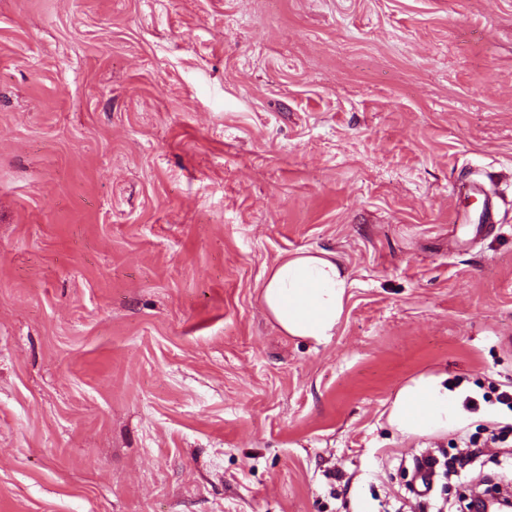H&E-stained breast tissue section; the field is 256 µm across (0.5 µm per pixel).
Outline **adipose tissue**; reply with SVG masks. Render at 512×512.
Here are the masks:
<instances>
[{"label":"adipose tissue","instance_id":"obj_1","mask_svg":"<svg viewBox=\"0 0 512 512\" xmlns=\"http://www.w3.org/2000/svg\"><path fill=\"white\" fill-rule=\"evenodd\" d=\"M352 283L334 254L300 251L278 258L262 290V303L287 335L317 345L330 342ZM461 415L442 378L422 377L400 388L389 421L404 435H431Z\"/></svg>","mask_w":512,"mask_h":512}]
</instances>
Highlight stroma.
<instances>
[{
  "label": "stroma",
  "mask_w": 512,
  "mask_h": 512,
  "mask_svg": "<svg viewBox=\"0 0 512 512\" xmlns=\"http://www.w3.org/2000/svg\"><path fill=\"white\" fill-rule=\"evenodd\" d=\"M430 375L472 405L404 437ZM510 388L512 0H0V512H456L414 462L512 488ZM351 287L334 254L300 251L274 262L261 297L284 333L324 345L336 334Z\"/></svg>",
  "instance_id": "35a3bbf8"
}]
</instances>
